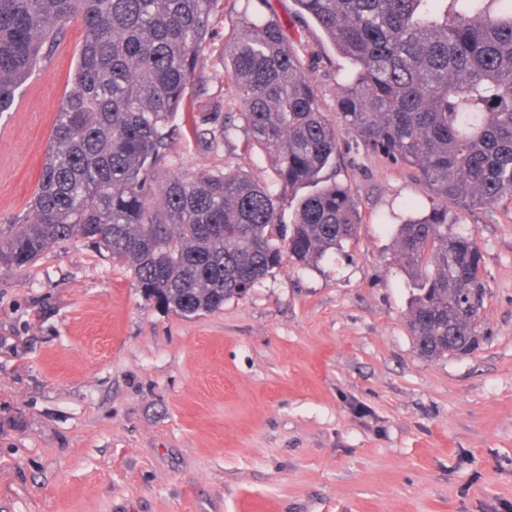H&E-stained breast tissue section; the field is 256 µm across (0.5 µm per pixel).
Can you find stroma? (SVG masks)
<instances>
[{
    "mask_svg": "<svg viewBox=\"0 0 512 512\" xmlns=\"http://www.w3.org/2000/svg\"><path fill=\"white\" fill-rule=\"evenodd\" d=\"M275 16L324 111L350 70L293 0H224L174 120L171 172L272 163L243 132L224 55L243 11ZM71 23L0 114V224L25 218L82 42ZM363 222L317 264L186 317L79 241L0 268V512H512V200L464 216L487 284L464 356L423 358L395 229L434 200L407 169L340 151Z\"/></svg>",
    "mask_w": 512,
    "mask_h": 512,
    "instance_id": "stroma-1",
    "label": "stroma"
}]
</instances>
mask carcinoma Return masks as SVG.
Here are the masks:
<instances>
[{
    "label": "carcinoma",
    "instance_id": "cac0c4a2",
    "mask_svg": "<svg viewBox=\"0 0 512 512\" xmlns=\"http://www.w3.org/2000/svg\"><path fill=\"white\" fill-rule=\"evenodd\" d=\"M352 69L339 112L273 16L243 13L225 48L241 129L276 163L259 183L233 171H167L181 110L223 0H0V113L75 19L84 28L29 215L0 225V266L81 238L128 264L147 299L184 316L215 311L289 258L305 267L357 235L350 188L325 179L340 132L412 171L435 198L396 231L411 279L408 328L437 360L479 345L486 292L460 214L512 199V0H293ZM308 189L283 223L280 199Z\"/></svg>",
    "mask_w": 512,
    "mask_h": 512
}]
</instances>
